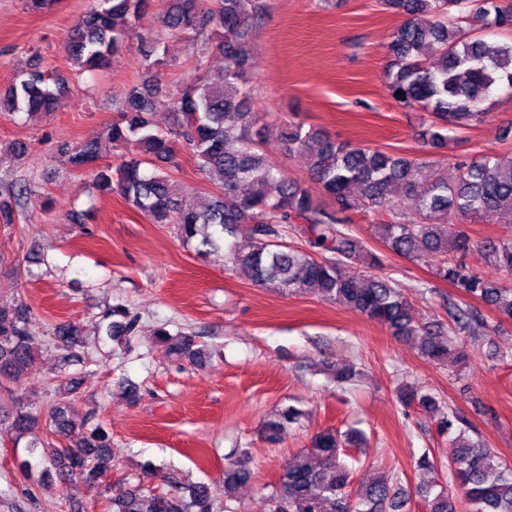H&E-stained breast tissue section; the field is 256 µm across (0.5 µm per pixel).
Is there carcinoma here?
<instances>
[{
  "instance_id": "cac0c4a2",
  "label": "carcinoma",
  "mask_w": 512,
  "mask_h": 512,
  "mask_svg": "<svg viewBox=\"0 0 512 512\" xmlns=\"http://www.w3.org/2000/svg\"><path fill=\"white\" fill-rule=\"evenodd\" d=\"M150 0H94L76 23L64 51L78 75L101 70L121 47L127 34L146 13ZM387 9L404 16L388 47L391 57L386 83L391 97L407 108L425 112L430 151L448 150L450 133L480 123L484 104L497 90L512 92V39L488 42L483 31H512V3L508 0H382ZM261 0H170L163 16V31L151 37L142 66L144 79L131 86L116 103L117 117L105 135L114 147L129 153L115 168L98 166V148L85 143L65 147V162L76 171L95 173L101 191L117 190L154 224H175L181 239L197 241V252L210 255L224 250V262L242 270L251 281L288 295L313 293L325 301L356 309L369 320L388 328L396 337H417L420 355L436 364L467 361L461 336L481 332L494 335L499 324L478 311L462 307L449 296L444 300L452 326L432 329L415 321L409 301L393 279L379 273L384 259L366 241L352 234L348 212L363 209L391 219L372 225V235L392 254L412 261L439 257L437 279L450 284L463 298L480 299L512 319V234L497 239L473 240L465 225L491 221L512 210V158L495 154L459 156L448 165L369 147L336 142L314 127L290 122L278 128L288 152H310L311 171L324 194L335 204L330 209L299 182L290 180L260 150L252 111V88L246 80L253 35L252 21L262 18ZM168 36H186L196 44L194 69L198 77L172 99L171 125L156 128L151 120L155 93L152 69L161 63L159 50ZM224 56V74L211 81L203 75L207 54ZM67 79L51 77L34 67L19 83L0 95V109L8 112H53L61 105L60 89ZM187 145L199 171L218 187L211 204L200 209L169 192L174 148ZM415 201L409 211L395 189ZM20 197L0 199V221L10 224ZM239 224L252 225L253 245L241 253L229 238ZM292 241H287V237ZM478 248L501 274L490 281L471 271L464 256ZM359 264L366 274L357 279L345 268ZM30 310L20 299L0 303V378L16 381L34 365L36 343L26 330ZM123 321L107 325L106 335L117 340L131 334L135 319L115 306L106 317ZM166 351L191 360L201 358L194 336L163 330L158 333ZM55 338L67 358L84 346L75 323H60ZM397 399L404 409L420 407L439 417L440 433L449 436L453 456L448 470L453 488H438L435 478L423 479L416 495L428 512H458L460 504L472 512H512V465L466 430L455 427L459 418L445 413L433 395L405 386ZM13 426L27 431L35 422L36 402L11 396ZM301 410L275 411L263 427L266 443L279 445L288 425ZM72 424L66 408L51 417L57 438L41 446L50 464L45 476H56L69 486L75 479L97 483L112 469V437L96 425L75 442L68 440ZM363 434L328 428L317 433L311 447L296 455L281 470L265 500V512H407L409 493L393 473L382 471L351 494L354 473L343 458L346 446L361 447ZM249 458L240 456L224 467L225 493L231 495L250 483ZM112 512H214L209 487L194 483L170 490L139 485L120 488L111 498Z\"/></svg>"
}]
</instances>
